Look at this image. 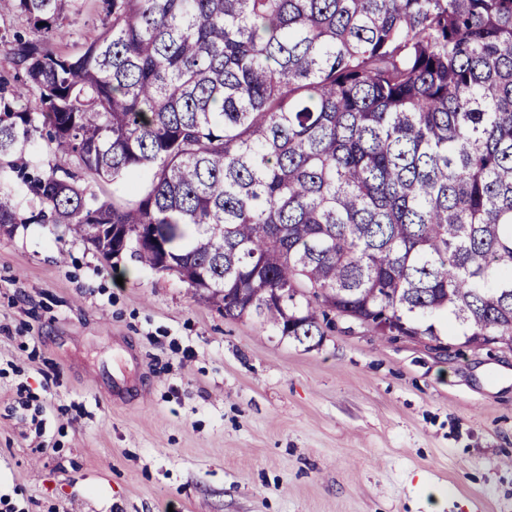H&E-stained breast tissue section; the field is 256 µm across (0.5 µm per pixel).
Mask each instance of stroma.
Segmentation results:
<instances>
[{"label":"stroma","instance_id":"obj_1","mask_svg":"<svg viewBox=\"0 0 512 512\" xmlns=\"http://www.w3.org/2000/svg\"><path fill=\"white\" fill-rule=\"evenodd\" d=\"M444 341L340 316L301 344L130 254L17 225L0 235V496L20 512H512V349Z\"/></svg>","mask_w":512,"mask_h":512}]
</instances>
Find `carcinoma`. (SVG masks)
<instances>
[{
    "label": "carcinoma",
    "instance_id": "obj_1",
    "mask_svg": "<svg viewBox=\"0 0 512 512\" xmlns=\"http://www.w3.org/2000/svg\"><path fill=\"white\" fill-rule=\"evenodd\" d=\"M0 232L60 224L299 343L512 345V0H14ZM95 11L78 52L64 21ZM47 130V172L14 160ZM145 191L87 192L82 177ZM28 189V208L15 185ZM160 236L161 249L148 241Z\"/></svg>",
    "mask_w": 512,
    "mask_h": 512
}]
</instances>
